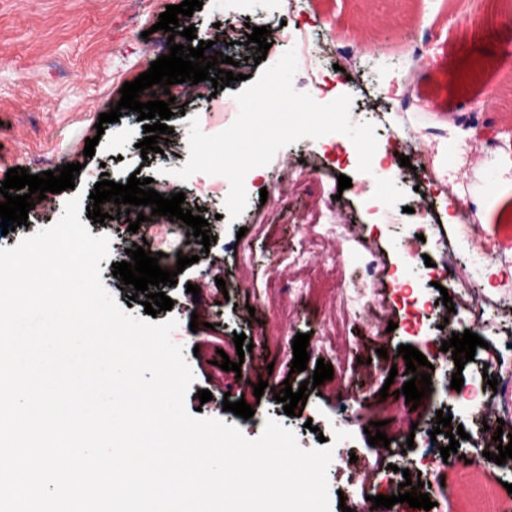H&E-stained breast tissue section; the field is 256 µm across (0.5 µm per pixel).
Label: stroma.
<instances>
[{
    "instance_id": "stroma-1",
    "label": "stroma",
    "mask_w": 512,
    "mask_h": 512,
    "mask_svg": "<svg viewBox=\"0 0 512 512\" xmlns=\"http://www.w3.org/2000/svg\"><path fill=\"white\" fill-rule=\"evenodd\" d=\"M181 0H0V182L8 169L22 167L36 175L68 163H81L74 188L84 189L82 206L102 177L126 183L132 173L152 179V187L167 195L184 193L204 210L214 241L203 246L191 237L182 244L189 226L172 233L169 225L151 220L138 232H124L111 239L112 250L101 262V279L120 307L144 317L141 304L130 303L132 288L114 277L113 263L125 260L135 243L148 251L164 253L168 269L178 255L197 256V263L178 272L177 283L165 287L174 305L157 313L156 322H178L171 338L181 345L194 374L185 398L188 412L201 417H222L238 426L249 439L258 438L267 420L293 430L306 450L319 447L321 438L334 431L349 437L336 443L327 471L330 512H340V498L348 502L363 495L388 492L399 470L419 474L423 490L434 506L430 512H468L488 486L512 484V462H493L477 467L476 480L467 493L447 498L437 490L434 460L449 438H430L427 431L437 408L434 395L410 409L404 399L380 397L392 366H403L400 345L417 348L429 362L441 359L440 341L422 342L409 335V319L402 292L393 276L401 254L398 245L408 225L418 223L413 209L420 196L431 205L429 221L443 220V234L424 247L413 262V277L421 293L439 308L430 327L457 326L467 317L464 305L448 312L439 289L432 286L429 264L444 255L457 256L464 287L490 297L475 332L483 341L462 371L464 380L482 377L485 363L499 359L512 364V248L494 235L493 225L512 222V0H481L475 19L461 16L459 0H203L192 20L198 39L214 41L215 48L238 61L240 80L210 99L190 100L186 107L172 105L168 121L174 130L162 153L142 155V122L133 111H123L118 122L95 125L100 114L120 100L124 83L147 71L151 62L168 54V34L156 30L160 13ZM275 30L280 26L307 30L320 47L319 62L327 68L326 89H341L360 107L359 121L372 123L378 145L409 156L393 183L390 205L396 215L388 223L384 214L370 210L378 196L374 179L357 170V163L340 143L303 139L282 147L263 168L262 177L247 183L248 204L237 219L226 214L223 193L214 180L199 184L197 177L182 181L168 175V167L184 165L189 153L191 116H198L203 133L215 135L237 118L235 99L243 76H259L255 45L246 41L249 26ZM237 26V42L216 40L220 22ZM496 32L504 49L498 57L480 64L465 91L452 93L455 56L477 50L482 36ZM424 45L427 60L408 57L407 50ZM347 78L338 81L335 67ZM489 121L498 131L496 145L487 147L467 129L470 115ZM424 130L422 142L410 144L406 132ZM98 137L91 157H84L85 141ZM305 161L302 175H288L287 159ZM350 178L342 190L335 213H328L324 194L338 187L339 175ZM339 188V187H338ZM73 190L47 194L28 213L27 225L0 234V248L15 247L38 229L53 225L62 215ZM479 212L482 221L470 234L460 225L446 223L450 198ZM351 225L379 256V279L370 297L384 321L374 327L369 315H355L353 303L367 286L358 254L344 252L338 238L326 235L330 222ZM244 232L252 246L247 264L236 253L237 232ZM305 250L306 263H296L293 253ZM200 289L198 303H191L187 284ZM199 320L191 331V320ZM395 322L386 331V322ZM252 339L253 348L238 355L231 345L234 334ZM309 335L307 368L292 372V341L296 334ZM386 356H379V348ZM241 361L240 372H226L223 386L230 393L245 392L248 404L259 413L243 419L234 413H217L213 402H200L197 393L212 389L207 376L219 353ZM333 367L331 380L319 389H308L301 415L288 416L273 398L284 385L299 388L312 379L318 361ZM266 377L269 391L255 396L252 383ZM344 418H337L338 406ZM384 422L392 444L377 451L364 432L369 422ZM379 463L375 481L364 483V466Z\"/></svg>"
}]
</instances>
